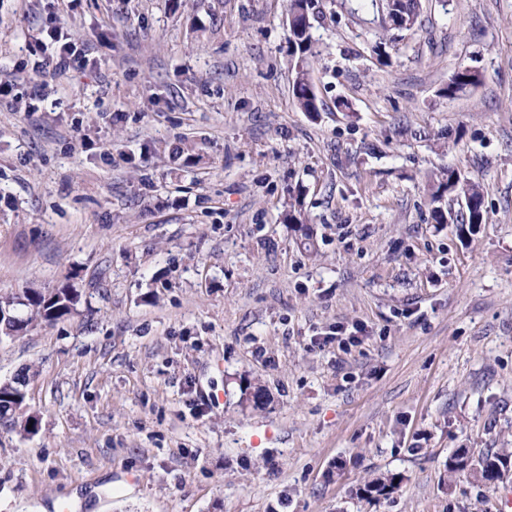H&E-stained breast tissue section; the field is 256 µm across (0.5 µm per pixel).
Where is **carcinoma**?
I'll return each instance as SVG.
<instances>
[{
	"label": "carcinoma",
	"instance_id": "obj_1",
	"mask_svg": "<svg viewBox=\"0 0 512 512\" xmlns=\"http://www.w3.org/2000/svg\"><path fill=\"white\" fill-rule=\"evenodd\" d=\"M420 0H397V11L404 14L411 23H417L420 14ZM292 55L297 57L296 77L293 84V96L297 106L303 112L319 111L318 97L309 81L308 71L304 67L311 51V40L308 28L290 31L288 38ZM482 75L473 69L460 66L448 79V83L440 90L441 95L450 99L466 93L478 86ZM462 198L468 201L462 213L461 226H477L484 220V188L473 180L466 179L452 168L441 171L431 184L432 201L438 202L443 197ZM13 303L24 307V313L16 319L11 316L0 318V341L19 337L29 325L37 321H54L71 315L79 301V294L74 288H59L52 293H45L38 288H28L22 295L12 297ZM27 373L12 381L0 384V417L15 412L13 405L25 400V383ZM401 480L397 474L376 476L364 481L360 494L365 499H381L388 497L398 485L394 481Z\"/></svg>",
	"mask_w": 512,
	"mask_h": 512
}]
</instances>
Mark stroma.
<instances>
[{
    "label": "stroma",
    "mask_w": 512,
    "mask_h": 512,
    "mask_svg": "<svg viewBox=\"0 0 512 512\" xmlns=\"http://www.w3.org/2000/svg\"><path fill=\"white\" fill-rule=\"evenodd\" d=\"M421 4L313 0L310 115L288 0H0V296L79 294L0 343V512H496L448 457L512 448V0ZM395 3V7L397 11L404 14L409 20H411L412 28L417 23L419 14H420V0H398ZM400 14L390 13V20L393 26L404 29L405 27H410V22H408L407 18ZM308 27L291 30L288 42L292 55L297 57L296 77L293 84V96L302 112H319V100L309 81L308 71L304 67L311 51V40ZM481 81L482 75L478 71L460 66L448 79V83L440 90V93L448 99L456 98L478 86ZM431 198L433 202H439L443 197L462 198L468 200L466 210L462 213L460 221L461 228L483 224L484 220V188L476 181L466 179L458 171L452 168L441 171L436 175L431 184ZM27 379L28 374L22 372L21 376H17L12 381L0 384V417L13 414L15 412L13 405L25 400ZM24 380H26L25 383H23ZM398 480L397 484L394 481ZM402 478L398 474L376 476L364 481L360 487V494L365 499L387 498L401 483Z\"/></svg>",
    "instance_id": "obj_1"
}]
</instances>
